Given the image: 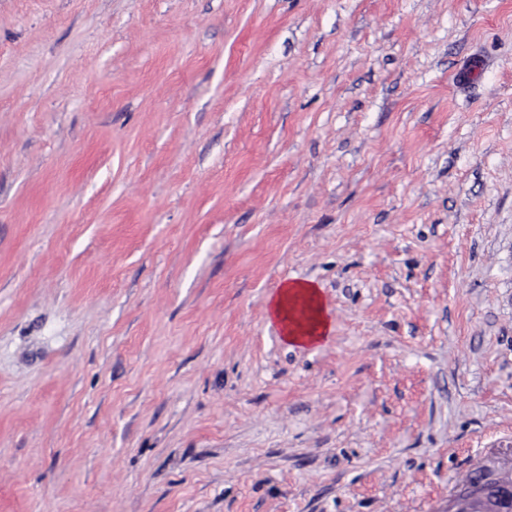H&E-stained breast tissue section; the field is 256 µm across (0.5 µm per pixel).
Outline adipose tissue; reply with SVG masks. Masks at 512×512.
<instances>
[{
	"mask_svg": "<svg viewBox=\"0 0 512 512\" xmlns=\"http://www.w3.org/2000/svg\"><path fill=\"white\" fill-rule=\"evenodd\" d=\"M268 313L280 327L285 342L312 346L327 334L329 325L318 289L306 282H287L271 298Z\"/></svg>",
	"mask_w": 512,
	"mask_h": 512,
	"instance_id": "ef3b65f1",
	"label": "adipose tissue"
}]
</instances>
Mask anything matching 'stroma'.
<instances>
[{"label":"stroma","instance_id":"obj_1","mask_svg":"<svg viewBox=\"0 0 512 512\" xmlns=\"http://www.w3.org/2000/svg\"><path fill=\"white\" fill-rule=\"evenodd\" d=\"M481 465L512 0H0V512H459ZM268 313L290 346H313L329 329L320 293L310 283H284L270 299Z\"/></svg>","mask_w":512,"mask_h":512}]
</instances>
